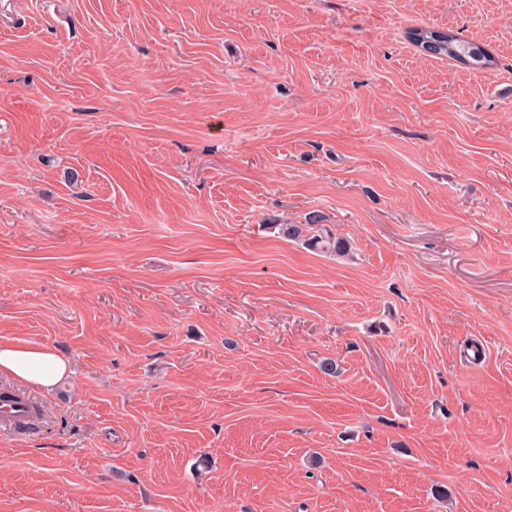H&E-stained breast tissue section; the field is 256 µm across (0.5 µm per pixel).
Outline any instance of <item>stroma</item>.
<instances>
[{"instance_id":"obj_1","label":"stroma","mask_w":512,"mask_h":512,"mask_svg":"<svg viewBox=\"0 0 512 512\" xmlns=\"http://www.w3.org/2000/svg\"><path fill=\"white\" fill-rule=\"evenodd\" d=\"M2 16L0 512H512V0ZM449 32L448 39V32L426 28L413 29L409 32V38L429 55L448 57L477 67H487L490 64L480 45L460 38L452 31ZM308 240L311 246L339 256L347 255L351 249L350 243L347 240L335 237L327 231L323 232V235L316 234ZM69 373V362L45 346L26 341L0 345V374L50 390Z\"/></svg>"}]
</instances>
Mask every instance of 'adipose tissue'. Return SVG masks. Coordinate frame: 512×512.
<instances>
[{
  "mask_svg": "<svg viewBox=\"0 0 512 512\" xmlns=\"http://www.w3.org/2000/svg\"><path fill=\"white\" fill-rule=\"evenodd\" d=\"M69 373L68 361L45 346L26 341L0 345V374L48 390Z\"/></svg>",
  "mask_w": 512,
  "mask_h": 512,
  "instance_id": "ef3b65f1",
  "label": "adipose tissue"
}]
</instances>
